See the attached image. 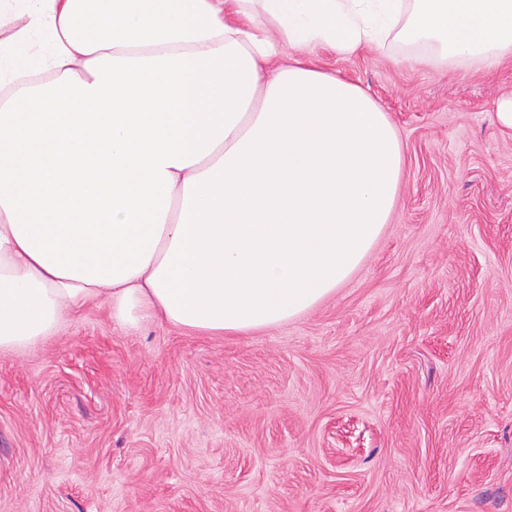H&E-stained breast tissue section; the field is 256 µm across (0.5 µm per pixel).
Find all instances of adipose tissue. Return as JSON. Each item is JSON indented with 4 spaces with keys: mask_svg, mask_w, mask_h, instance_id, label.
I'll list each match as a JSON object with an SVG mask.
<instances>
[{
    "mask_svg": "<svg viewBox=\"0 0 512 512\" xmlns=\"http://www.w3.org/2000/svg\"><path fill=\"white\" fill-rule=\"evenodd\" d=\"M0 28V350L99 299L125 329L296 318L369 253L405 162L319 51L512 58V0H0Z\"/></svg>",
    "mask_w": 512,
    "mask_h": 512,
    "instance_id": "ef3b65f1",
    "label": "adipose tissue"
}]
</instances>
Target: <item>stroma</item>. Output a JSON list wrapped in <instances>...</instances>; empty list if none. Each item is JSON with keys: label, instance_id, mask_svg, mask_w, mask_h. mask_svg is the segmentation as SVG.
I'll return each instance as SVG.
<instances>
[{"label": "stroma", "instance_id": "35a3bbf8", "mask_svg": "<svg viewBox=\"0 0 512 512\" xmlns=\"http://www.w3.org/2000/svg\"><path fill=\"white\" fill-rule=\"evenodd\" d=\"M317 64L397 130L391 224L282 325L126 331L96 302L0 351V512H512V62Z\"/></svg>", "mask_w": 512, "mask_h": 512}]
</instances>
